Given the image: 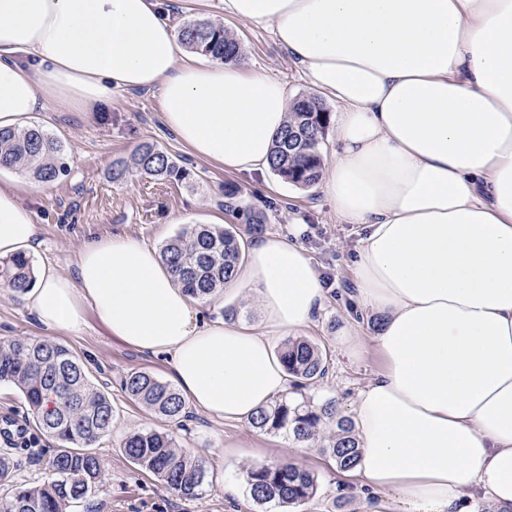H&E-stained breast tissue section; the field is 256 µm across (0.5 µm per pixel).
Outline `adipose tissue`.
<instances>
[{
  "instance_id": "1",
  "label": "adipose tissue",
  "mask_w": 512,
  "mask_h": 512,
  "mask_svg": "<svg viewBox=\"0 0 512 512\" xmlns=\"http://www.w3.org/2000/svg\"><path fill=\"white\" fill-rule=\"evenodd\" d=\"M268 23L311 88L336 106L338 147L321 187L362 230L354 284L378 320L379 375L351 404L360 489L413 512H463L465 494L512 507V0H224ZM32 58L22 65L21 56ZM158 91L161 120L196 158L265 173L287 85L183 49L156 0H0V129L91 112L113 90ZM17 179L0 182V257L37 250ZM73 276L37 271L28 293L48 330L93 312L109 336L166 356L183 398L250 421L291 379L272 337L310 328L327 300L298 243L246 251L245 325L201 316L157 250L93 239Z\"/></svg>"
}]
</instances>
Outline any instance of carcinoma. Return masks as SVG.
I'll return each mask as SVG.
<instances>
[{
    "label": "carcinoma",
    "instance_id": "carcinoma-1",
    "mask_svg": "<svg viewBox=\"0 0 512 512\" xmlns=\"http://www.w3.org/2000/svg\"><path fill=\"white\" fill-rule=\"evenodd\" d=\"M184 45L201 55L231 62L239 56L238 41L224 25L208 20L186 23ZM330 112L316 96L303 95L289 105L288 124L271 153V170L284 182L309 188L322 176L321 144L329 130ZM61 142L42 127L0 130V164L20 170L33 180L51 183L67 172ZM134 172L160 180L184 182L190 171L154 143L140 144L132 157L112 161L114 182ZM243 237L235 227L193 224L161 248L163 261L184 291L194 299L218 294L233 281L242 258ZM35 278L32 260L15 256L0 260V281L24 294ZM281 360L292 378L296 398L285 396L260 409L251 427L282 434L298 442L316 439L328 425L324 450L341 470L351 469L358 457L352 422L336 414V401L317 403L310 394L328 370L327 353L306 339L284 344ZM0 383L17 388L27 414L44 434L58 443L46 465L50 479L39 484L15 481L16 460L0 451V512H68L95 493L103 464L89 445L107 434L115 417L112 400L89 379L71 351L52 340L14 338L0 342ZM130 399L167 422L186 417V402L170 384L147 372H133L122 381ZM123 451L135 465L162 480L184 499L197 498L207 473L199 460L178 449L167 431L142 430L130 434ZM251 498L260 504L299 506L317 491L314 475L288 463L257 466L247 472Z\"/></svg>",
    "mask_w": 512,
    "mask_h": 512
}]
</instances>
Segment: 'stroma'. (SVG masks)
Segmentation results:
<instances>
[{
    "label": "stroma",
    "mask_w": 512,
    "mask_h": 512,
    "mask_svg": "<svg viewBox=\"0 0 512 512\" xmlns=\"http://www.w3.org/2000/svg\"><path fill=\"white\" fill-rule=\"evenodd\" d=\"M159 2L164 18L174 26L196 18L224 24L240 43V70H262L280 78L292 97L310 94L287 51L276 43L271 25L225 16L222 0H211L206 7L193 0ZM160 110L157 92L128 90L113 92L111 103L92 112H49L39 118V125L61 140L68 173L47 187L34 184L24 198L40 230L41 245L31 256L34 267L46 265L59 274H72L78 251L93 238L130 237L159 248L190 224L221 220L240 226L237 215L224 209L225 190L235 189L236 205L265 217L266 232L297 240L321 276L331 278L327 301L306 337L318 343L329 360L316 400L335 399L339 414L349 415L350 398L382 368L377 352L352 354L342 338L354 326L368 335L374 331L373 319L354 297L355 225L337 218L319 186L298 188L271 172L228 173L196 159L163 127ZM144 142L157 144L190 168V180L176 184L138 174L112 182L108 174L113 160L130 156ZM16 337L50 339L67 347L86 366L91 381L108 392L116 410L111 432L94 446L104 463L103 479L93 497L73 504L69 512H410L393 494L369 496L354 489L316 442H306L305 454L296 456L291 439L224 422L193 407L181 423L159 419L127 397L122 381L137 371L168 380V359L140 353L108 336L93 312H86L79 332H51L37 322L25 297L0 288V341ZM5 414L19 419L34 440L30 450L18 455L16 481L46 480V460L55 442L27 416L21 393L2 383L0 416ZM151 428L168 431L183 453L202 462L207 478L199 498L177 496L125 456L123 439ZM280 462L310 470L317 478L316 495L299 510L261 505L248 493L245 475L250 468ZM228 485L233 494L225 493Z\"/></svg>",
    "instance_id": "35a3bbf8"
}]
</instances>
